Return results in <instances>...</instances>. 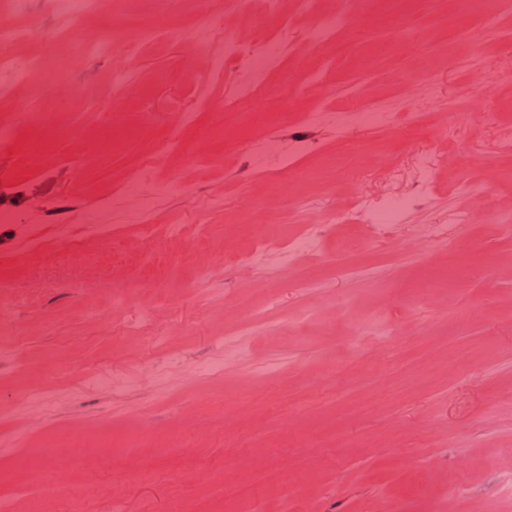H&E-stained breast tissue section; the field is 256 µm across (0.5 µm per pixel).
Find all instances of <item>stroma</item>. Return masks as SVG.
<instances>
[{"instance_id": "stroma-1", "label": "stroma", "mask_w": 512, "mask_h": 512, "mask_svg": "<svg viewBox=\"0 0 512 512\" xmlns=\"http://www.w3.org/2000/svg\"><path fill=\"white\" fill-rule=\"evenodd\" d=\"M157 6L176 24L233 28L248 46L284 20L294 51L263 96L250 94L245 54L224 82L191 94L211 49L144 43L133 24L117 36L129 48L131 87L113 86L109 61L75 60L81 95L53 134L16 123L19 142H0V210L25 218L0 223V430L16 437L0 450V501L15 512H73L81 500L93 512H282L288 488L300 494L297 512H512V236L489 211L472 224L448 221L469 204L458 190L463 178L512 210V157L497 153L512 137V0H493L481 15L458 13L455 0H357L350 42L366 60L362 70L313 38L296 0H279L274 16L265 0L232 17L224 0ZM394 32L404 40L386 66L372 51ZM417 56L429 60L430 75L415 69ZM355 84L367 91L363 105L419 113V124L340 132L301 122V114L348 105ZM175 100L196 113L195 127L177 125ZM451 101L472 113L454 129L444 117ZM92 102L113 106L112 125L91 115ZM482 112L499 113V123L482 124ZM77 129L95 145L94 160L57 164ZM174 136L183 150L156 176L181 179L186 190L154 213L157 221H186L211 194L247 192L269 139L283 159L321 176L227 207L200 248L139 238L129 223L118 243L91 239L76 256L26 250L29 237L52 241L65 215L81 217L111 197L142 155ZM475 146L483 161L458 171L453 158ZM425 152L444 162L423 186L414 171ZM25 157L39 167L19 183ZM287 194L304 202L303 213L287 210ZM399 194L415 202L385 237L365 222L323 225L309 253L285 265L269 257L277 269L269 285L237 263L253 225L279 221L300 233L319 207ZM438 224L447 237L432 235ZM452 258L465 262L455 292L416 299L423 282L447 279ZM362 266L393 291L377 292ZM252 310L266 312V326L238 335ZM142 313L167 345L113 329L114 318ZM221 343L239 358L222 377L201 376L198 366ZM172 354L178 361L158 388L150 369ZM100 369L138 383L123 396L108 387L78 393L48 414L25 401L31 389L78 387ZM73 431L72 466L24 463L31 449Z\"/></svg>"}]
</instances>
